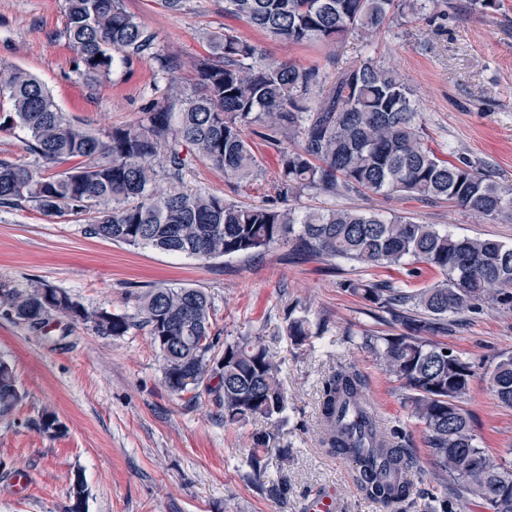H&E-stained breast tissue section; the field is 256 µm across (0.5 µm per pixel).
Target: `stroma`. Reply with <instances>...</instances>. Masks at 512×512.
Masks as SVG:
<instances>
[{
	"instance_id": "obj_1",
	"label": "stroma",
	"mask_w": 512,
	"mask_h": 512,
	"mask_svg": "<svg viewBox=\"0 0 512 512\" xmlns=\"http://www.w3.org/2000/svg\"><path fill=\"white\" fill-rule=\"evenodd\" d=\"M155 35L158 48L184 64L204 54L203 36L231 28L263 47L269 58L300 65L326 64L320 44H288L224 14V0H186L171 10L162 0H124ZM64 0H0V66L38 76L63 112L95 132L136 121L152 99L154 69L141 60L116 67L107 82L84 83L62 34ZM420 21L394 18L387 32L365 43L343 44L337 62L347 66L372 56L396 68L415 89L419 122L436 150L481 162L512 186V0H497L488 12L470 0L426 4ZM252 145L263 166L251 185L240 187L222 170L197 161L188 184L246 204L271 195L279 153L260 137ZM336 205L400 213L454 234L512 244L511 224H481L445 203L360 194L331 199L303 195L299 208ZM91 213L48 217L24 204L0 208V283L24 288L42 281L74 295L86 308L132 312L137 292L154 285L206 291L216 329L225 337L259 334L281 366L280 387L288 397L285 420L272 427L263 418L228 426L213 394H171L149 336L142 331L103 336L82 323L50 316L44 332L0 313V357L13 366L25 397L0 420V512H64L74 473L86 485V512H307L309 501L335 489L340 512H425L426 501L389 508L359 490L353 466L321 443L319 404L325 376L338 368L361 373L366 396L383 431L404 427L405 443L418 465L416 489L444 492L421 426L410 421L405 389L363 347L369 335H396L401 325L370 313L344 291L343 280L372 278L406 282L415 290L432 284V271L407 279L405 272L365 268L343 259L304 262L274 246L251 257L198 260L152 249H134L91 237ZM307 309L310 334L297 343L287 335V312ZM436 342L470 361L474 381L463 406L482 448L492 455L512 448V409L494 398L488 381L493 361L512 353V311L485 309L449 318ZM53 411L67 430L49 439L34 426ZM277 430L278 444L291 448L287 465L272 462V478H286L288 494L262 493L247 478L252 434ZM24 473L25 494L12 478Z\"/></svg>"
}]
</instances>
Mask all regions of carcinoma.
<instances>
[{
	"label": "carcinoma",
	"instance_id": "cac0c4a2",
	"mask_svg": "<svg viewBox=\"0 0 512 512\" xmlns=\"http://www.w3.org/2000/svg\"><path fill=\"white\" fill-rule=\"evenodd\" d=\"M418 0H224V15L291 44L337 46L351 35L365 39L398 14L418 17ZM63 35L75 53L79 76L95 85L114 67L151 60L164 84L142 119L101 137L61 111L45 84L19 67H0V131L27 134L32 165L0 160V207L30 203L50 217L91 212L88 235L133 248H151L202 260L261 254L285 245L307 259H344L366 267L399 266L410 278L439 275L415 291L390 281L347 279L340 287L401 324L392 337L365 336L363 345L407 390L408 418L422 426L431 460L456 498H478L492 512H512L510 458L481 448L462 403L474 377L471 364L428 336L450 316L485 307L512 311V245L493 238L458 237L433 224L376 210L333 207L298 210L290 201L305 193L336 197L372 193L386 198L443 201L479 221L512 222V187L501 185L482 163L441 158L418 123L413 88L393 68L368 56L329 72L326 66L273 61L264 49L224 29L208 35V54L195 59L196 87L186 86L181 64L162 53L154 34L124 0H64ZM293 146L280 150L278 178L265 202L243 204L187 186L192 162L206 161L224 177L248 182L261 160L247 137ZM71 166L52 174L44 169ZM166 188L156 189L158 179ZM0 308L35 331L49 316L89 324L103 336L147 331L158 351L163 381L174 394L184 375L214 393L224 424L253 418L282 421L288 397L277 386L279 365L260 337L220 340L215 308L199 288L158 285L138 296L135 312L88 310L68 291L42 281L27 288L0 284ZM296 342L309 336L308 316L291 318ZM224 348H219V342ZM490 385L512 408V354L497 357ZM23 399L11 364L0 358V419ZM323 443L353 463L368 498L385 507L412 496L399 478L415 465L400 444L403 428L380 430L362 377L343 368L323 381ZM39 431L65 433L45 410ZM272 432L256 433L248 480L283 498L287 480L268 476ZM82 477L74 479L65 512H85Z\"/></svg>",
	"mask_w": 512,
	"mask_h": 512
}]
</instances>
